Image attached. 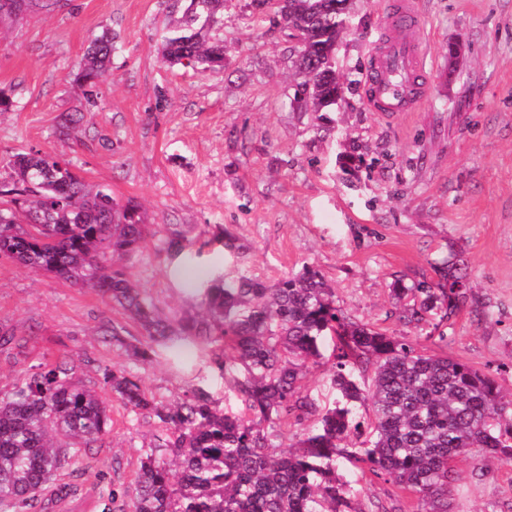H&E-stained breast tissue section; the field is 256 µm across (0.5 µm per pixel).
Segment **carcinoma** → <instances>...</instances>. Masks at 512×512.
Returning <instances> with one entry per match:
<instances>
[{
  "instance_id": "1",
  "label": "carcinoma",
  "mask_w": 512,
  "mask_h": 512,
  "mask_svg": "<svg viewBox=\"0 0 512 512\" xmlns=\"http://www.w3.org/2000/svg\"><path fill=\"white\" fill-rule=\"evenodd\" d=\"M293 29L304 24L311 52L298 53L317 101L336 86L333 56L324 31L326 0H274ZM59 0L0 4V23L33 11H49ZM224 0H189L164 37L170 64L204 70L224 66V40L214 34ZM114 46L103 34L84 54L74 82L94 96ZM12 188L0 208V257L34 272L53 273L73 284H90L120 305L150 345L134 346L136 361L160 354L193 371L182 353L207 359L219 378H233L242 409L233 411L206 388L208 378L179 401H157L124 369L106 374L112 394L133 411L153 418L157 432L143 450L135 494L112 490L114 512H352L348 482L338 474L346 462L397 485L416 501V512H446L451 462L485 455L512 462V400H505L491 375L446 355H428L406 336L352 322L336 306L335 289L306 264L275 285L241 270L184 282L205 316H167L147 299L115 256L138 254L156 233L134 201L122 204L109 188L90 186L66 158L31 149L7 163ZM191 244L169 242L182 270L195 264ZM439 279L398 286L412 306L399 320L420 325L429 315L450 318L467 302L472 285L462 268L438 266ZM335 340L339 398L319 414L293 444L278 452L281 423L316 412L298 395L308 363L324 358L327 337ZM376 364L363 392L353 371ZM369 403L372 438L354 450L340 447L363 434L357 404ZM106 402L76 380L66 362L49 365L11 396L0 399V512H23L69 460L108 434Z\"/></svg>"
}]
</instances>
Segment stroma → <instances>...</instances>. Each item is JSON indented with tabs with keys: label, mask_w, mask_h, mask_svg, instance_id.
I'll list each match as a JSON object with an SVG mask.
<instances>
[{
	"label": "stroma",
	"mask_w": 512,
	"mask_h": 512,
	"mask_svg": "<svg viewBox=\"0 0 512 512\" xmlns=\"http://www.w3.org/2000/svg\"><path fill=\"white\" fill-rule=\"evenodd\" d=\"M387 0H349V30L335 50L346 102L328 115L300 92L296 45L269 0H224V66H172L161 55L185 0H66L49 13L0 25V167L36 147L64 155L92 185L134 200L157 234L128 262L132 279L167 312L198 311L166 253L171 232L204 243L203 267L223 270L230 230L238 265L268 284L314 266L352 321L424 340L404 325L393 290L436 280L460 263L468 303L444 322L450 357L512 390V0H416L430 73L416 111L367 103L364 77ZM110 33L116 50L89 106L72 85L87 47ZM83 121L62 128L64 115ZM125 331L113 339V325ZM0 398L44 365L71 357L82 384L106 400L111 431L64 472L86 512H108L110 493L133 489L156 424L113 396L105 374L137 375L170 401L196 384L163 358L127 352L142 330L88 287L0 258ZM334 358L310 365L299 393L331 406ZM448 512H512V465L458 458ZM354 512L410 507L407 493L347 467Z\"/></svg>",
	"instance_id": "stroma-1"
}]
</instances>
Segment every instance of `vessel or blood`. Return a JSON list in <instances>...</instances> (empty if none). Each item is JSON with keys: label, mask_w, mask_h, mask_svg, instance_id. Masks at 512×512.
I'll use <instances>...</instances> for the list:
<instances>
[{"label": "vessel or blood", "mask_w": 512, "mask_h": 512, "mask_svg": "<svg viewBox=\"0 0 512 512\" xmlns=\"http://www.w3.org/2000/svg\"><path fill=\"white\" fill-rule=\"evenodd\" d=\"M414 0H392L369 52L366 100L378 112H412L424 97L423 42L414 34Z\"/></svg>", "instance_id": "1"}]
</instances>
